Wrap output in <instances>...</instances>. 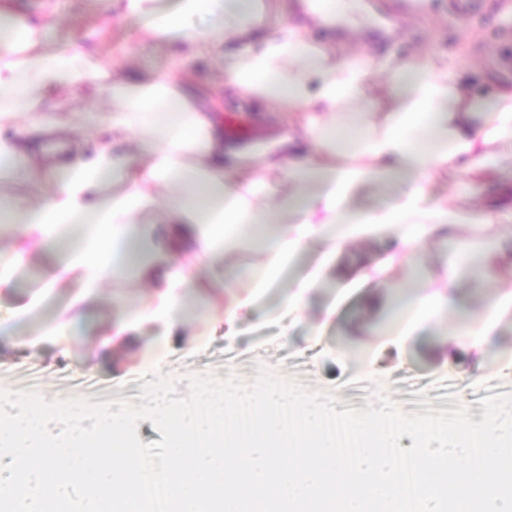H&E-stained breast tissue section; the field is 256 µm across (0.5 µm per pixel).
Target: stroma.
Segmentation results:
<instances>
[{"label": "stroma", "mask_w": 512, "mask_h": 512, "mask_svg": "<svg viewBox=\"0 0 512 512\" xmlns=\"http://www.w3.org/2000/svg\"><path fill=\"white\" fill-rule=\"evenodd\" d=\"M22 15L36 17L54 8L51 36L56 42L77 41L102 58L114 74L140 75L173 64L179 44L142 40L141 23L119 19L108 10V0H4ZM357 19L362 25L361 43L337 40L347 54L374 49L401 56L419 48L454 59L461 77L485 93L512 87V14L506 0H473L468 15L454 9L453 0H426L408 9L406 0H358ZM184 85L199 98L218 104L220 112L248 114L254 135L245 140L248 160L259 165L271 145L285 131L288 115L254 102L240 92L227 90L218 61L198 63L182 71ZM107 107L98 87L81 91L59 89L45 105L52 119L78 121L80 115ZM53 181L39 169H21L0 181V196H39ZM384 240L373 237L352 244L329 268L313 292L300 318L285 313L287 287L268 291L251 313L236 325L238 338H226L227 327L216 312L228 299L223 281L244 279L258 259L250 244H243L224 260L219 273L209 275L204 288H191L183 296L187 312L169 335L136 327L139 350L112 346L110 357L101 349L111 335L113 321L140 310L149 286L130 269L114 273L97 290L98 300L77 318L67 335L50 336L38 319L18 320L13 311L26 304L40 286L53 259L32 253L12 287L0 291V321L11 330L0 334V389H10L20 378L49 401L77 397L98 401L109 390L137 399L142 379L151 366L172 378L179 395H186L188 381L198 375L229 372L244 384H252L258 370L277 373L283 380L331 393L339 409L365 408L367 401L383 396L396 405L414 392L436 398L465 384L466 399L474 420H481L483 397L512 390V312L497 315L500 285L512 279V269L484 268L478 275L482 291L459 288L423 336L397 349V338L387 330L384 312L369 311L371 289L351 288L356 268L380 259ZM337 304L335 320L322 324L321 310ZM474 308L492 317L494 326L480 349L452 343L460 308Z\"/></svg>", "instance_id": "35a3bbf8"}]
</instances>
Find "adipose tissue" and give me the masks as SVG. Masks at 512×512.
Segmentation results:
<instances>
[{
	"label": "adipose tissue",
	"mask_w": 512,
	"mask_h": 512,
	"mask_svg": "<svg viewBox=\"0 0 512 512\" xmlns=\"http://www.w3.org/2000/svg\"><path fill=\"white\" fill-rule=\"evenodd\" d=\"M114 6L141 19L144 35L181 41L183 62L222 54L229 85L287 112L289 130L262 163L266 177L250 175L239 151L225 147L214 105L187 90L176 71L111 75L82 44H51L47 25L0 6V168L46 165L54 176L41 198L0 207V232L11 237L0 248V288L27 253L53 254L43 292L70 281L80 292L48 320L50 335H62L119 264L152 290L139 318L174 327L183 291L199 287L204 270L219 267L245 234L261 259L246 276L248 294L234 295L231 316L283 279L288 311L301 313L336 255L371 235H385L387 251L359 271L364 286L397 266L419 267L427 243L450 241L457 260L446 280L421 286L388 314L408 336L436 314L445 293L471 287V264L504 258L500 240L478 230L458 234L459 208L432 199L428 187L442 172L489 170L496 151L512 149V89L478 97L448 62L422 53L353 59L288 23L256 38L264 0ZM378 73L387 77L391 108L371 124L357 106ZM92 83L106 88L109 108L86 120L108 135L76 150L65 128L46 121L43 105L58 88ZM280 172L288 191L274 207L260 197L271 188L268 175ZM395 177L411 183L390 204L349 211L360 187Z\"/></svg>",
	"instance_id": "1"
}]
</instances>
